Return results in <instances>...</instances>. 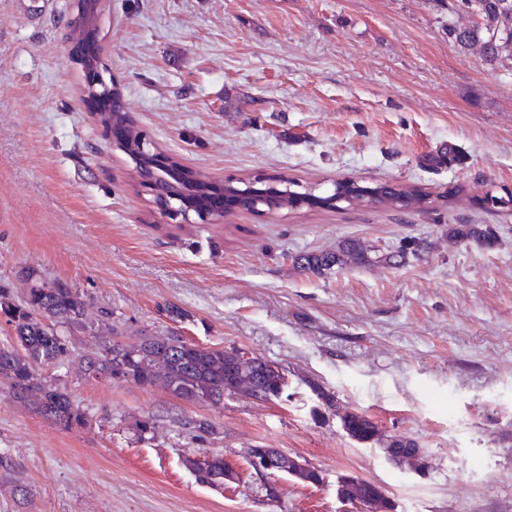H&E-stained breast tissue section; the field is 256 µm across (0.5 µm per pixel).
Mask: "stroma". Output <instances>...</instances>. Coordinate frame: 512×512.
<instances>
[{
  "instance_id": "stroma-1",
  "label": "stroma",
  "mask_w": 512,
  "mask_h": 512,
  "mask_svg": "<svg viewBox=\"0 0 512 512\" xmlns=\"http://www.w3.org/2000/svg\"><path fill=\"white\" fill-rule=\"evenodd\" d=\"M453 3L101 0L113 84L186 167L318 195L343 177L430 194L426 210L343 202L186 224L160 213L81 92L76 0H0V285L20 295L34 267L84 290L124 341L176 332L260 355L288 380L281 399L193 404L86 376L98 340L72 333L68 357L38 373L91 424L56 427L0 378V512H357L336 495L344 475L378 485L394 512H512V205H483L512 196V71L449 38V24L471 22ZM447 145L457 162L422 166ZM452 224L488 225L496 244L450 243ZM346 239L420 252L322 278L293 267ZM345 412L416 441L426 473L350 439ZM142 419L154 424L144 442ZM251 448L308 462L324 482L281 474L268 499ZM203 452L236 463L239 480L199 483L185 461Z\"/></svg>"
}]
</instances>
